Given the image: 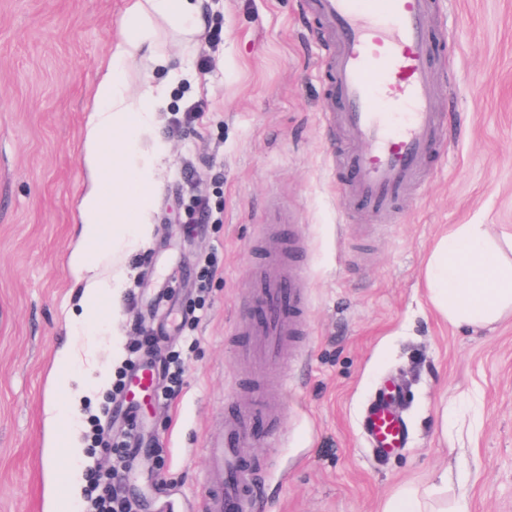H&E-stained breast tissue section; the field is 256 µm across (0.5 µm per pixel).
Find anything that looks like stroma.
I'll return each mask as SVG.
<instances>
[{"label":"stroma","instance_id":"1","mask_svg":"<svg viewBox=\"0 0 512 512\" xmlns=\"http://www.w3.org/2000/svg\"><path fill=\"white\" fill-rule=\"evenodd\" d=\"M304 2L203 0L190 34L153 19L156 56L127 72L132 96H166L140 139L156 170L150 231L117 254L101 244L87 275L68 264L80 154L128 0H0V512H45L47 471L70 467L43 448L55 359L73 342L107 377L76 421L100 418L112 441L135 363L181 358L177 393L164 398L158 380L138 413L144 444L124 462L121 493L132 512L201 502L205 440L247 374L232 331L254 301L252 263L287 250L292 232L305 242L307 334L272 413L284 439L254 451L258 512H383L402 486L448 468L467 478L466 512H512V314L451 326L424 280L456 225L512 233V0H435L444 139L398 214L377 220L336 188L337 137L321 121L334 48ZM202 200L211 218L196 224ZM92 275L116 302L88 318L79 293ZM390 381L405 391L407 442L380 456L363 413ZM473 396L477 437L446 440V405Z\"/></svg>","mask_w":512,"mask_h":512}]
</instances>
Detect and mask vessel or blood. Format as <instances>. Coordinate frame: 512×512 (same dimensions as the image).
Masks as SVG:
<instances>
[{
	"label": "vessel or blood",
	"instance_id": "vessel-or-blood-1",
	"mask_svg": "<svg viewBox=\"0 0 512 512\" xmlns=\"http://www.w3.org/2000/svg\"><path fill=\"white\" fill-rule=\"evenodd\" d=\"M336 42L331 73L338 111L322 120L342 129L349 147L336 150L343 173L336 186L353 209L367 216L394 214L420 178L442 130L433 106L434 0H307ZM302 249L273 253L253 271L256 298L235 331L240 358L257 374L286 380V349L296 348L305 309ZM390 386L371 400L364 428L374 450L393 453L406 442ZM277 403L256 389L224 411V431L206 441L209 492L201 512H256L257 467L252 450L271 446L278 433L268 420Z\"/></svg>",
	"mask_w": 512,
	"mask_h": 512
}]
</instances>
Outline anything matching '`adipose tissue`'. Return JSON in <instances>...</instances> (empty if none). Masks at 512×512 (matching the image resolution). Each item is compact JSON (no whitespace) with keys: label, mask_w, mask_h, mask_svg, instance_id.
<instances>
[{"label":"adipose tissue","mask_w":512,"mask_h":512,"mask_svg":"<svg viewBox=\"0 0 512 512\" xmlns=\"http://www.w3.org/2000/svg\"><path fill=\"white\" fill-rule=\"evenodd\" d=\"M199 0H131L126 22L107 64L93 85L92 114L83 144L82 162L91 181L77 205L82 243L70 256V267L82 273L92 267L102 241L119 244L141 231L153 207L154 174L150 161H133L141 133L150 127L161 94L131 99L126 90L128 63L153 50L148 15L175 24L190 21ZM428 300L451 325L480 328L512 312V259L486 224H461L433 247L425 272ZM76 354L63 347L57 365L63 375L67 404L47 409L44 453L80 461L81 434L73 414L81 406L89 376H74Z\"/></svg>","instance_id":"ef3b65f1"}]
</instances>
